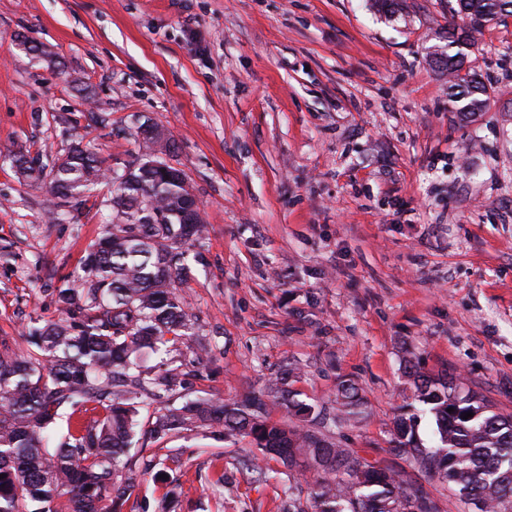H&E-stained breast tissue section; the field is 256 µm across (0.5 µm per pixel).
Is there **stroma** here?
Here are the masks:
<instances>
[{"label": "stroma", "instance_id": "1", "mask_svg": "<svg viewBox=\"0 0 512 512\" xmlns=\"http://www.w3.org/2000/svg\"><path fill=\"white\" fill-rule=\"evenodd\" d=\"M403 4L391 18L374 0H0V337L28 352L30 318H58V289L113 218L100 185L53 221L4 148L48 163L80 133L121 170L149 154L136 127L152 121L207 228L184 286L191 334L168 356L182 393L238 399L281 377L332 409L351 381L362 413L324 439L462 512L386 448L410 354L512 414V15L465 50L491 105L463 123L430 61L456 0ZM92 112L104 123L88 126ZM154 410L140 411L122 512L310 508L315 471L272 462L257 479L249 439L205 428L154 440Z\"/></svg>", "mask_w": 512, "mask_h": 512}]
</instances>
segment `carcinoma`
Returning a JSON list of instances; mask_svg holds the SVG:
<instances>
[{
    "label": "carcinoma",
    "mask_w": 512,
    "mask_h": 512,
    "mask_svg": "<svg viewBox=\"0 0 512 512\" xmlns=\"http://www.w3.org/2000/svg\"><path fill=\"white\" fill-rule=\"evenodd\" d=\"M461 33L448 35V47L475 41L485 23L512 11V0H456ZM435 66L448 75V99L462 120L486 111L487 86L464 69V54H435ZM26 181H48L49 194L84 205L86 194L105 182L116 221L87 251L81 274L58 289L61 317L30 320L27 343L17 353L0 340V512H120L130 485L119 478L145 399L159 390L173 393L175 368L152 375L138 369L145 352L158 354L189 329V306L181 285L191 274L187 246L203 239L206 227L187 224L193 200L183 171L148 166L158 156L138 160L129 174L105 176L104 160L76 141L58 168L44 173L21 148L9 152ZM412 389L409 411L399 414L389 452L413 458L432 474L444 472L451 488L468 489L479 512H512V416L493 410L487 400L454 383L448 374L433 377L405 360ZM341 415L355 417L362 397L354 384L337 388ZM98 403L102 417L67 432L53 448L45 434L64 411ZM277 405L301 424L270 420ZM435 422V444L420 439L418 413ZM468 412L473 416L466 419ZM324 411L294 398L272 383L242 399L206 397L166 404L151 422L150 434L164 439L191 428L207 427L224 438L248 437L264 458L288 469L305 470L300 460L321 456L322 476L311 492V512H438L436 502L389 465H374L347 448L328 443L305 421Z\"/></svg>",
    "instance_id": "obj_1"
}]
</instances>
